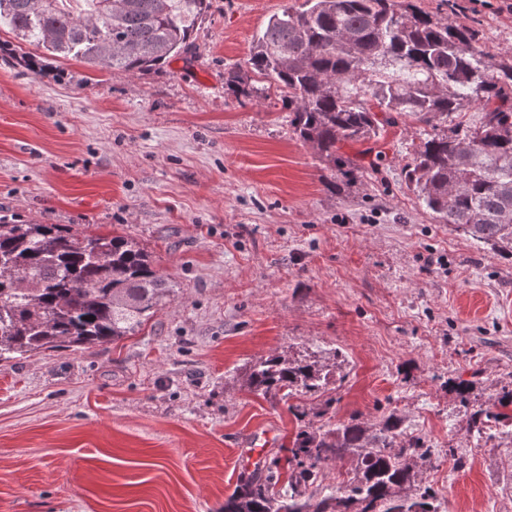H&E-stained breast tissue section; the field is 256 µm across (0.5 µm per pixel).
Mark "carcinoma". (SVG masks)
<instances>
[{
    "label": "carcinoma",
    "instance_id": "carcinoma-1",
    "mask_svg": "<svg viewBox=\"0 0 512 512\" xmlns=\"http://www.w3.org/2000/svg\"><path fill=\"white\" fill-rule=\"evenodd\" d=\"M60 0H0V27L46 57L135 76L195 48L209 0H85L79 15ZM238 96H271L290 112L293 133L329 168H356L340 150L376 137L402 117L424 125L407 186L440 224L512 260V53L491 54L466 26L413 0H303L283 7L255 35L246 67L224 73ZM484 122L458 117L474 106ZM175 295L152 256L123 234L63 224L0 220V359L56 347H90L136 334ZM339 351L271 353L246 368L244 385L275 399L324 393ZM478 441L512 447V389L485 403L471 381L448 384ZM322 401L317 426H299L288 476L277 458L237 477L223 512H441L420 467L428 440L395 413L371 424L335 419ZM351 464L323 484L324 465Z\"/></svg>",
    "mask_w": 512,
    "mask_h": 512
}]
</instances>
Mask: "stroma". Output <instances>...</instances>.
Returning <instances> with one entry per match:
<instances>
[{"label":"stroma","mask_w":512,"mask_h":512,"mask_svg":"<svg viewBox=\"0 0 512 512\" xmlns=\"http://www.w3.org/2000/svg\"><path fill=\"white\" fill-rule=\"evenodd\" d=\"M303 0H211L192 56L145 76L0 60V216L137 239L177 287L132 336L0 360V512H221L242 443L289 447L245 367L336 348L340 419L393 412L435 454L442 512H512V451L477 446L449 380L512 388V262L436 223L404 182L415 120L343 148L344 178L276 99L224 73ZM512 52V0H416ZM463 455V467L448 460Z\"/></svg>","instance_id":"stroma-1"}]
</instances>
